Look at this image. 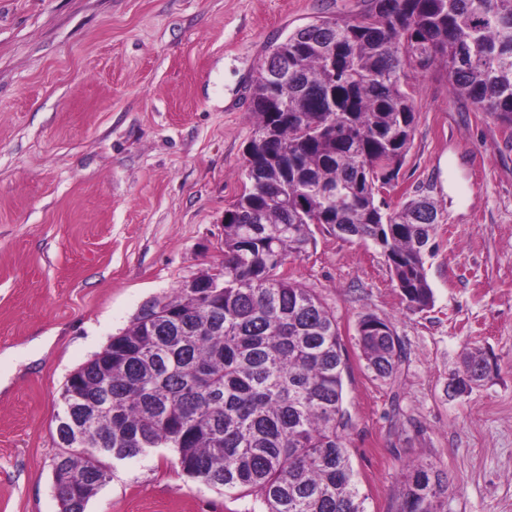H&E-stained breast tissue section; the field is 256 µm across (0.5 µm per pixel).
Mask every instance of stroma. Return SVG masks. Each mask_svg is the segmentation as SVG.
Returning a JSON list of instances; mask_svg holds the SVG:
<instances>
[{
	"mask_svg": "<svg viewBox=\"0 0 512 512\" xmlns=\"http://www.w3.org/2000/svg\"><path fill=\"white\" fill-rule=\"evenodd\" d=\"M367 0H0V512H60L54 414L67 377L224 259L245 183L250 97L272 42ZM414 141L389 194L441 212L433 302L408 308L380 246L316 230L285 270L334 314L348 353L346 444L368 512H394L411 461L448 475L444 512H512V125L413 80ZM408 351L367 370L358 321ZM470 348L490 374L452 390ZM86 512H264L185 476L172 452L116 463Z\"/></svg>",
	"mask_w": 512,
	"mask_h": 512,
	"instance_id": "stroma-1",
	"label": "stroma"
}]
</instances>
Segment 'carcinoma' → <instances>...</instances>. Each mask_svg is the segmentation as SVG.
Listing matches in <instances>:
<instances>
[{"mask_svg": "<svg viewBox=\"0 0 512 512\" xmlns=\"http://www.w3.org/2000/svg\"><path fill=\"white\" fill-rule=\"evenodd\" d=\"M370 2L358 17L318 20L274 45L292 67L277 88L259 67L249 186L224 211V293L144 307L67 378L60 409L82 420L89 447L54 438L63 512H85L108 482V460L159 449L188 478L253 495L265 512H367L345 444L348 354L336 318L281 269L324 225L380 245L408 307H429L425 254L438 207L421 196L392 209L378 191L413 143L412 75L440 65L453 93L512 124V0ZM159 307L178 322L158 323ZM358 344L381 378L407 355L376 315L360 319ZM488 373L470 351L455 389ZM103 434L111 445L99 448ZM448 487L443 470L414 463L395 512H444Z\"/></svg>", "mask_w": 512, "mask_h": 512, "instance_id": "cac0c4a2", "label": "carcinoma"}]
</instances>
